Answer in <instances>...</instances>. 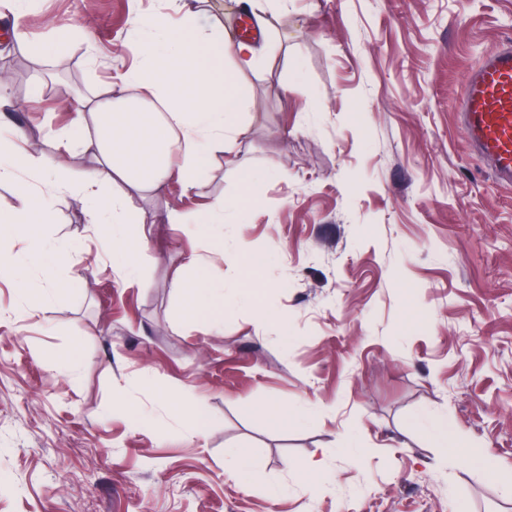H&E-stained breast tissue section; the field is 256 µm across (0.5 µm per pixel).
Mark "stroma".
<instances>
[{"instance_id":"stroma-1","label":"stroma","mask_w":512,"mask_h":512,"mask_svg":"<svg viewBox=\"0 0 512 512\" xmlns=\"http://www.w3.org/2000/svg\"><path fill=\"white\" fill-rule=\"evenodd\" d=\"M177 9L41 0L1 37L32 150L54 153L70 94L142 68L125 41L136 14ZM268 19L283 48L224 60L246 90L234 152L197 186L175 175L134 202L139 279L119 277L107 226L90 229L77 200L20 233L0 223V512H512V186L467 150L454 112L481 56L512 41V0H288ZM239 169L265 179L223 237L159 224L237 198ZM32 236L52 246L59 292L30 316L20 288L47 285ZM218 252L213 329L187 318L173 279ZM254 255L261 308L240 286ZM268 402L310 419L273 427ZM192 407L209 418L199 437ZM424 415L490 466L449 460ZM239 447L255 462L244 480L224 456Z\"/></svg>"}]
</instances>
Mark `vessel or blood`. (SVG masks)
I'll use <instances>...</instances> for the list:
<instances>
[{"label": "vessel or blood", "instance_id": "1", "mask_svg": "<svg viewBox=\"0 0 512 512\" xmlns=\"http://www.w3.org/2000/svg\"><path fill=\"white\" fill-rule=\"evenodd\" d=\"M468 147L512 185V44L491 50L467 76L455 107Z\"/></svg>", "mask_w": 512, "mask_h": 512}]
</instances>
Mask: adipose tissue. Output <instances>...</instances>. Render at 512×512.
Listing matches in <instances>:
<instances>
[{"mask_svg":"<svg viewBox=\"0 0 512 512\" xmlns=\"http://www.w3.org/2000/svg\"><path fill=\"white\" fill-rule=\"evenodd\" d=\"M180 10L182 18L175 25L160 16L136 18L129 38L147 63L145 72H121L104 94L76 98L69 128L54 135V154L43 155L6 138L15 126L17 107L0 93V182L14 181L20 170L28 169L44 186L26 196L21 209L1 212V223L47 219L74 196L91 226L113 218L110 243L116 246L127 236L126 225L138 218L131 196L160 194L175 170L196 184L208 173L215 153L235 146L246 129L244 91L224 58L232 51L250 64L256 51L252 44L234 42L229 31L201 32L188 0ZM76 158L89 163L78 183L71 166ZM115 182L123 184V191L103 197V186ZM176 286L193 321L223 326V282L200 271Z\"/></svg>","mask_w":512,"mask_h":512,"instance_id":"ef3b65f1","label":"adipose tissue"}]
</instances>
